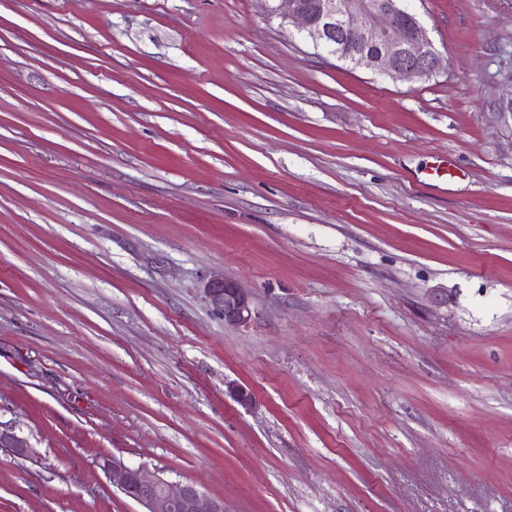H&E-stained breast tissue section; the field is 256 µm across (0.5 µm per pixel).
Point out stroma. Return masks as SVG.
<instances>
[{"label": "stroma", "mask_w": 512, "mask_h": 512, "mask_svg": "<svg viewBox=\"0 0 512 512\" xmlns=\"http://www.w3.org/2000/svg\"><path fill=\"white\" fill-rule=\"evenodd\" d=\"M408 5L427 79L267 0H0V424L40 453L0 512H142L103 456L226 512H512V0ZM200 289L206 303L224 319L225 325L242 327L252 321L254 308L250 293L224 278V273L212 271L206 274Z\"/></svg>", "instance_id": "35a3bbf8"}]
</instances>
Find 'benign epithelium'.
I'll list each match as a JSON object with an SVG mask.
<instances>
[{"label":"benign epithelium","mask_w":512,"mask_h":512,"mask_svg":"<svg viewBox=\"0 0 512 512\" xmlns=\"http://www.w3.org/2000/svg\"><path fill=\"white\" fill-rule=\"evenodd\" d=\"M273 13L300 24L314 48L354 67L392 79L429 78L439 68L433 42L404 0H319L314 7L305 0H274ZM201 292L224 324L242 327L252 321L250 293L223 273L206 274ZM0 450L18 459L38 455L27 438L1 425ZM99 466L112 486L145 512H225L224 500L205 498L194 482H173L115 458L105 457Z\"/></svg>","instance_id":"7a95c632"}]
</instances>
